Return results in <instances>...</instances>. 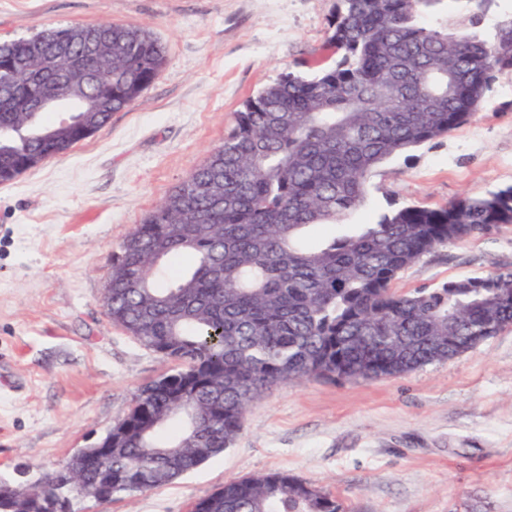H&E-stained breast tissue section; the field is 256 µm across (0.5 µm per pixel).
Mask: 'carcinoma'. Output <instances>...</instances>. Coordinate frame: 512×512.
Segmentation results:
<instances>
[{"mask_svg":"<svg viewBox=\"0 0 512 512\" xmlns=\"http://www.w3.org/2000/svg\"><path fill=\"white\" fill-rule=\"evenodd\" d=\"M438 0H341L323 49L334 64L284 73L235 113L224 144L150 211L112 255V323L179 368L145 385L112 426V448L70 459L102 501L166 486L229 448L265 390L304 379L399 377L512 326V269L399 294L394 282L441 247L512 224V187L440 207L406 206L301 243L363 206L389 158L467 124L491 74L512 71V19L493 41L420 18ZM62 39L89 61L84 112L98 131L166 64L143 27L50 26L0 41L23 69L0 92L29 95L26 71ZM86 139L45 112H0V151L60 155ZM61 466L0 482V512H72ZM194 512H343L286 471L231 480Z\"/></svg>","mask_w":512,"mask_h":512,"instance_id":"cac0c4a2","label":"carcinoma"}]
</instances>
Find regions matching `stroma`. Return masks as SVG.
I'll return each mask as SVG.
<instances>
[{"label":"stroma","mask_w":512,"mask_h":512,"mask_svg":"<svg viewBox=\"0 0 512 512\" xmlns=\"http://www.w3.org/2000/svg\"><path fill=\"white\" fill-rule=\"evenodd\" d=\"M339 0H0V40L48 25L149 29L159 78L74 149L0 185V481L36 479L93 446L140 389L175 369L113 325V252L223 144L244 101L309 73ZM512 186V71L483 108L370 177L350 230L406 205ZM512 268V224L439 248L395 283L407 294ZM344 512H512V327L400 377L272 386L223 455L175 482L74 512H191L224 482L275 471Z\"/></svg>","instance_id":"obj_1"}]
</instances>
